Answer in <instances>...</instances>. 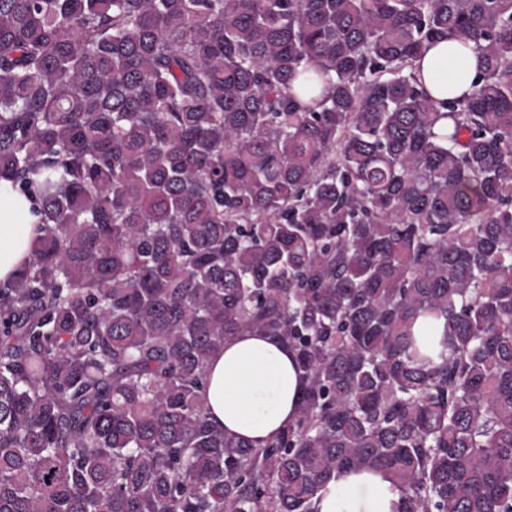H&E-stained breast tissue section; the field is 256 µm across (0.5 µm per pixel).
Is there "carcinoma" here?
I'll return each instance as SVG.
<instances>
[{"label": "carcinoma", "mask_w": 512, "mask_h": 512, "mask_svg": "<svg viewBox=\"0 0 512 512\" xmlns=\"http://www.w3.org/2000/svg\"><path fill=\"white\" fill-rule=\"evenodd\" d=\"M0 181V512H512V0H0ZM243 333L306 381L258 448L203 402ZM414 72L433 99L462 98L478 89L480 58L472 41L455 35L427 48L416 59ZM5 186H0V280L16 273L28 258L32 241L40 234V226L30 199L17 193L5 198ZM319 512H397L400 492L380 472L348 474L317 494Z\"/></svg>", "instance_id": "cac0c4a2"}]
</instances>
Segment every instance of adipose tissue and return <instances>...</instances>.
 Returning <instances> with one entry per match:
<instances>
[{"mask_svg": "<svg viewBox=\"0 0 512 512\" xmlns=\"http://www.w3.org/2000/svg\"><path fill=\"white\" fill-rule=\"evenodd\" d=\"M416 77L435 100L471 95L480 58L462 35L438 40L414 63ZM40 227L32 202L0 187V280L27 259ZM204 402L210 421L232 436L262 446L296 417L303 380L287 348L271 336L244 334L226 343L207 367ZM319 512H398L399 491L380 472L349 474L317 494Z\"/></svg>", "mask_w": 512, "mask_h": 512, "instance_id": "ef3b65f1", "label": "adipose tissue"}]
</instances>
